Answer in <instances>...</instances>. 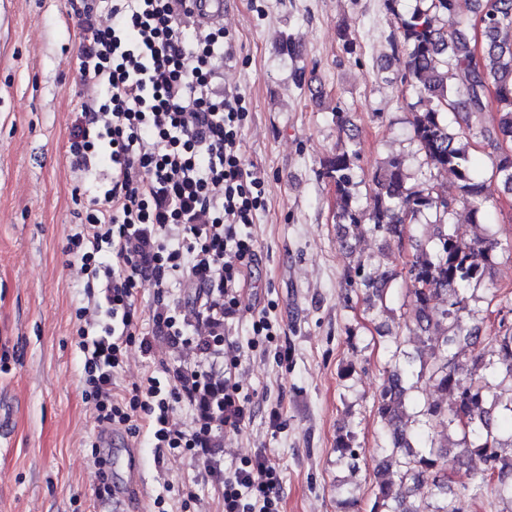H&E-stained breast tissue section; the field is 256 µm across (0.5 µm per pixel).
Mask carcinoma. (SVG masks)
<instances>
[{"mask_svg": "<svg viewBox=\"0 0 512 512\" xmlns=\"http://www.w3.org/2000/svg\"><path fill=\"white\" fill-rule=\"evenodd\" d=\"M399 0H387L399 24V43L406 54L405 79L418 93L424 109L412 120V138L421 158L420 177L408 172L403 158L392 156L371 175L374 207L365 212L352 189L357 185L359 149L354 139L323 161V175L333 183L339 208L336 223L360 227L368 222L373 231L402 238L406 225L429 217L430 247L418 246L407 262L406 294L412 301L413 331L440 339L437 349L413 353L394 351L391 380L379 394L377 414L386 428V455L374 479L370 512H463L468 489H451L446 462L453 451L459 457L477 454L489 464L494 477L483 479L490 492L512 502V455L503 453L512 440L500 435L498 411L509 412L512 428V398L504 404L490 393V376L512 384V327L499 322L488 336L497 348V359L480 353L461 360L453 347L473 339L466 320L475 317L466 292L484 281L496 252L505 250L493 235L464 239L450 224L463 207L467 220L480 223L488 197L487 179L471 161L469 149L483 142L491 178L512 193V154L501 150L512 144V0H475L478 8L469 19L459 16L458 0H419L407 16L399 13ZM482 22L481 41L466 31ZM496 108L499 118L490 127L474 128L470 118ZM451 172L457 194L443 197L434 181ZM371 296L385 300L388 280H376L355 268ZM441 300L444 308L435 306ZM425 380L436 393H452L446 407L438 400L420 402L414 395ZM202 423L224 426V382L211 378L195 385ZM422 429L406 427L408 409ZM459 439L450 441L448 430ZM426 487L429 499L416 498Z\"/></svg>", "mask_w": 512, "mask_h": 512, "instance_id": "obj_1", "label": "carcinoma"}]
</instances>
